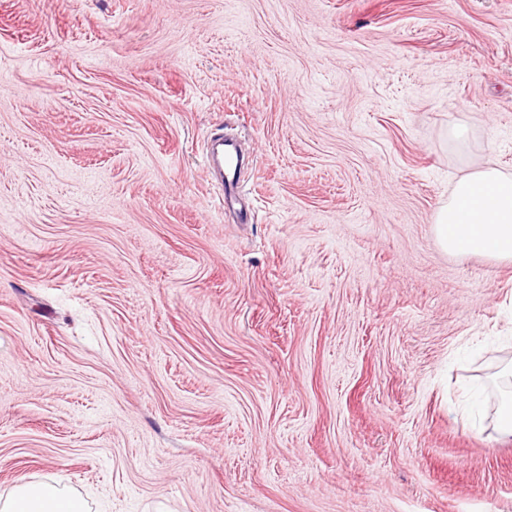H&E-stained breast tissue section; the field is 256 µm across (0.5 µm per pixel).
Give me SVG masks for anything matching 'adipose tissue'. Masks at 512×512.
I'll return each instance as SVG.
<instances>
[{"instance_id": "1", "label": "adipose tissue", "mask_w": 512, "mask_h": 512, "mask_svg": "<svg viewBox=\"0 0 512 512\" xmlns=\"http://www.w3.org/2000/svg\"><path fill=\"white\" fill-rule=\"evenodd\" d=\"M435 234L450 253L512 262V175L494 162H482L455 184L439 208ZM0 512H86V506L76 493L32 482L0 496Z\"/></svg>"}]
</instances>
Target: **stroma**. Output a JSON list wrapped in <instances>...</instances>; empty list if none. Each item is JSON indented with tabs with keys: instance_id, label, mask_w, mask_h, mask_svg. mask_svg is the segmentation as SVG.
Listing matches in <instances>:
<instances>
[{
	"instance_id": "35a3bbf8",
	"label": "stroma",
	"mask_w": 512,
	"mask_h": 512,
	"mask_svg": "<svg viewBox=\"0 0 512 512\" xmlns=\"http://www.w3.org/2000/svg\"><path fill=\"white\" fill-rule=\"evenodd\" d=\"M484 159L512 0H0V495L512 512V263L434 235ZM208 170L207 177L213 172L218 179L216 184L222 192L224 205L229 207L238 198L239 157L233 144L224 140V132L210 137L207 146Z\"/></svg>"
}]
</instances>
